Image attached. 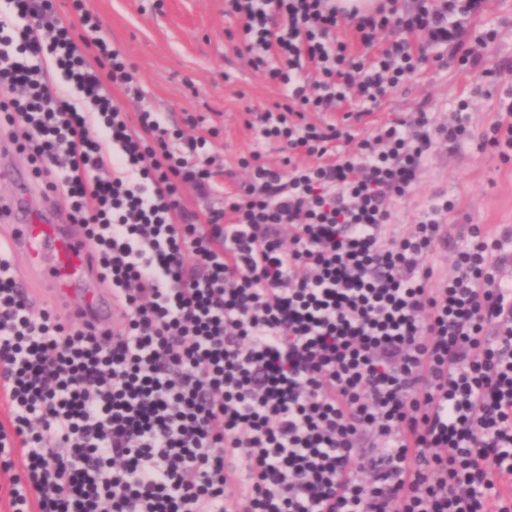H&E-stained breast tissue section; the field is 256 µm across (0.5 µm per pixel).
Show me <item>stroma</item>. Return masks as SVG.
Returning <instances> with one entry per match:
<instances>
[{
	"mask_svg": "<svg viewBox=\"0 0 512 512\" xmlns=\"http://www.w3.org/2000/svg\"><path fill=\"white\" fill-rule=\"evenodd\" d=\"M84 2L103 34L138 70L143 96L126 102L127 111L146 108L162 113L168 124L176 126L189 113L207 116L220 130L211 150L218 164L227 168L254 149L270 163L282 160L285 152L280 143L257 140L246 126L251 113L281 101V89L250 66L244 46L229 39L236 23L225 16L224 0ZM477 27L496 31L485 55L492 65L506 68V75L485 79L462 65L449 48L429 47L426 64L371 105L357 134L423 103L436 119H444L461 97L469 100L472 126L489 129L498 120L502 103L512 101V0H489ZM443 196L455 207L446 220V240L432 260L439 280L450 274L471 225L493 233L512 230V162L472 144L440 145L413 191L394 202L395 232L408 233L418 215Z\"/></svg>",
	"mask_w": 512,
	"mask_h": 512,
	"instance_id": "35a3bbf8",
	"label": "stroma"
}]
</instances>
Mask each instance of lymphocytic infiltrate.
Masks as SVG:
<instances>
[{
  "mask_svg": "<svg viewBox=\"0 0 512 512\" xmlns=\"http://www.w3.org/2000/svg\"><path fill=\"white\" fill-rule=\"evenodd\" d=\"M70 3L72 23L57 0L0 10V131L41 195L67 197L123 323L35 306L0 257L9 512H512L503 244L473 226L438 283L427 259L451 203L389 230L438 142L512 160V113L479 133L462 100L439 126L422 106L352 134L424 64L410 34L498 76L483 54L496 31L465 27L483 0H224L251 66L284 90L251 126L289 152L273 167L250 151L229 189L217 127L187 137L127 112L112 93L141 98L135 66ZM390 27L401 38L378 45ZM187 187L220 205L188 210Z\"/></svg>",
  "mask_w": 512,
  "mask_h": 512,
  "instance_id": "1",
  "label": "lymphocytic infiltrate"
}]
</instances>
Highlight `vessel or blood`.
I'll return each mask as SVG.
<instances>
[{
    "label": "vessel or blood",
    "mask_w": 512,
    "mask_h": 512,
    "mask_svg": "<svg viewBox=\"0 0 512 512\" xmlns=\"http://www.w3.org/2000/svg\"><path fill=\"white\" fill-rule=\"evenodd\" d=\"M11 178L17 206L0 220L9 228L12 256L22 260L23 285L41 284L51 303L65 306L79 322L95 326L117 323L118 310L111 293L93 275L92 255L84 237L49 201L29 207L28 178L16 172Z\"/></svg>",
    "instance_id": "vessel-or-blood-1"
}]
</instances>
